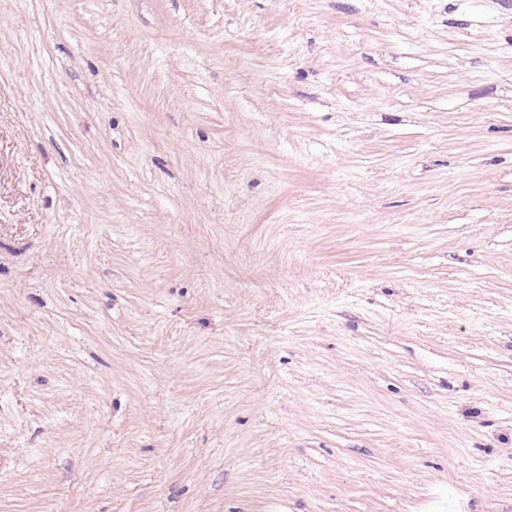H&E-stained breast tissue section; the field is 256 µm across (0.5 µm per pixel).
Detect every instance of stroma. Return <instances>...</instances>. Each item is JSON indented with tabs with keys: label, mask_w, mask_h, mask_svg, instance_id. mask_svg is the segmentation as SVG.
<instances>
[{
	"label": "stroma",
	"mask_w": 512,
	"mask_h": 512,
	"mask_svg": "<svg viewBox=\"0 0 512 512\" xmlns=\"http://www.w3.org/2000/svg\"><path fill=\"white\" fill-rule=\"evenodd\" d=\"M0 512H512V0H0Z\"/></svg>",
	"instance_id": "obj_1"
}]
</instances>
